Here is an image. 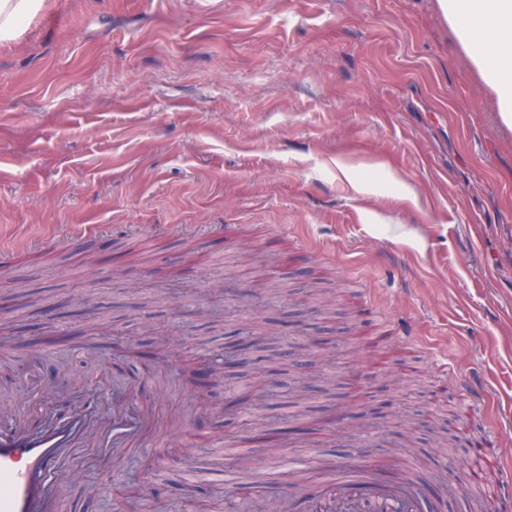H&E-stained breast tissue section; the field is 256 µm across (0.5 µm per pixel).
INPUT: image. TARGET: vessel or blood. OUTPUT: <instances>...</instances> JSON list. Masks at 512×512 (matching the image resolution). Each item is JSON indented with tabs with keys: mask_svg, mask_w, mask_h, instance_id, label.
Segmentation results:
<instances>
[{
	"mask_svg": "<svg viewBox=\"0 0 512 512\" xmlns=\"http://www.w3.org/2000/svg\"><path fill=\"white\" fill-rule=\"evenodd\" d=\"M0 512H57L62 492L76 477L73 459L92 450L119 459L149 425L148 417L121 403L89 398L68 414H46L40 427L0 403ZM482 445L472 450L474 480L501 466ZM312 512H420L411 482L401 476L374 485L369 469L333 470L309 496Z\"/></svg>",
	"mask_w": 512,
	"mask_h": 512,
	"instance_id": "b4317fda",
	"label": "vessel or blood"
}]
</instances>
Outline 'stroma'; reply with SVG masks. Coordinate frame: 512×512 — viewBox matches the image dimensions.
Here are the masks:
<instances>
[{
  "mask_svg": "<svg viewBox=\"0 0 512 512\" xmlns=\"http://www.w3.org/2000/svg\"><path fill=\"white\" fill-rule=\"evenodd\" d=\"M54 2L0 47V244L15 249L0 306L32 268L47 296L0 331V401L35 420L52 388L120 389L154 424L120 462L76 457L63 512H224L229 434L263 477V512L286 459H308L318 486L360 464L353 434L396 440L410 413L470 441L499 429L512 129L439 0ZM314 277L347 289L352 350L339 315L312 311ZM280 278L292 294L264 297ZM157 294L171 305L146 306ZM255 309L272 330L302 312L316 366L361 381L303 438L258 437L225 410L260 384L197 379Z\"/></svg>",
  "mask_w": 512,
  "mask_h": 512,
  "instance_id": "obj_1",
  "label": "stroma"
}]
</instances>
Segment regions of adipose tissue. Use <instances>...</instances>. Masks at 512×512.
Instances as JSON below:
<instances>
[{
    "label": "adipose tissue",
    "mask_w": 512,
    "mask_h": 512,
    "mask_svg": "<svg viewBox=\"0 0 512 512\" xmlns=\"http://www.w3.org/2000/svg\"><path fill=\"white\" fill-rule=\"evenodd\" d=\"M486 83L499 95V118L512 127V0H440ZM53 0H0V46L22 41Z\"/></svg>",
    "instance_id": "ef3b65f1"
}]
</instances>
